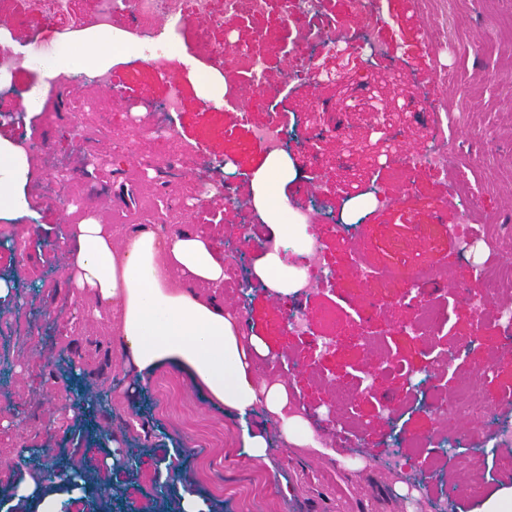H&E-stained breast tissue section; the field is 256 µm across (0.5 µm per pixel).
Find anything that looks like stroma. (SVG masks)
I'll return each instance as SVG.
<instances>
[{"instance_id":"stroma-1","label":"stroma","mask_w":512,"mask_h":512,"mask_svg":"<svg viewBox=\"0 0 512 512\" xmlns=\"http://www.w3.org/2000/svg\"><path fill=\"white\" fill-rule=\"evenodd\" d=\"M306 26L330 27L342 45L362 37L351 0H323ZM1 28L8 33L7 46L37 56L49 54L56 41L44 17L29 12L25 0H12L10 10L0 14ZM378 46L371 70H347L340 87H291L284 100L285 121L314 146L310 157L297 155L296 145L288 147L300 170L286 188L288 205L294 211L312 209L310 184L319 182L324 206L313 209V221L336 278L303 297L278 300L270 290L253 287L244 297L225 290L223 298L247 335L262 337L270 348L259 361L261 377L287 382L296 408L314 430L335 434L334 459L284 445L267 414L245 423L212 406L173 364L163 365L146 383L126 377L119 367L122 350L107 322L74 320V309L92 302L75 296L58 273L63 265L58 244L68 230L66 204L91 214L105 195L113 214H121L123 183L140 191L141 223L170 232L196 230V223L171 206L192 193V184L168 166L166 146L138 127L140 117L158 110L172 80L181 84L184 101L167 121L178 131L186 159L209 183H231L239 201L224 209L222 223L211 225L210 238L219 249L240 244L242 269L251 271L270 235L258 213L242 212L266 156L263 145L252 141L250 127L265 122L266 112L253 111L250 125H243L237 109L197 96L187 68L174 67L165 77L135 59L112 67L109 89L95 95L73 83L53 89L34 115L21 106L40 83V72L26 67L0 81V138L40 141L28 184L34 217L20 219L18 240H0V275L28 301L23 308L0 304V408L20 417L19 424H0V512H23L10 501L25 473L38 467L53 474L64 461L80 463L83 471L70 512H112L111 500L95 490L99 484L136 512H157L187 491L209 501L215 512H292L299 501L309 512H406L395 486L408 481L419 494L415 512H437L443 502L450 512H479L483 501L469 495L470 482L482 483L489 495L512 480V443L497 439L502 426H512V336L494 321L493 310L479 318L467 306L474 271L445 232L448 225L468 221L481 236L478 261L512 255V0H391ZM373 84L393 100L409 91L419 105L394 119L396 140L384 141L371 128L369 113L336 108L340 88ZM318 105L330 133L309 119ZM437 117L448 124L447 172H399L396 158L427 146ZM118 142L127 144L130 158L122 176L108 166L88 165L92 150ZM347 156L358 167L355 178L340 173L318 181L316 158ZM144 159L165 165L161 184L145 177ZM53 166L72 172L63 191L50 190L44 176ZM364 185L381 189L392 205L377 206L349 234L337 235L325 214L341 213L345 200ZM245 231L252 241L244 245ZM362 264L376 272L374 281L358 277ZM404 266L427 269L431 283L410 288L396 275ZM430 305L445 316L434 335L399 334L401 324L414 322ZM36 308L49 311V318L33 316ZM291 309L307 316L304 334L288 331ZM327 337L333 341L330 353L314 354L315 344ZM363 338L371 347H359ZM62 351L77 360L87 385L106 393V418L56 415V408L75 403L76 394L47 371L33 369L30 358L39 352L50 363ZM448 353L455 357L449 367L440 361ZM360 369L372 374L373 394L347 407L337 404L330 376L346 378ZM464 381L477 390L482 413L458 422L432 410L435 400L454 398ZM249 424L272 435L269 462L248 456L243 431ZM99 431L120 436L125 465L103 467L107 450L94 441ZM35 448L43 449V456L32 457ZM477 452L482 461L475 466L471 459ZM395 455L411 460L412 469L388 470ZM343 457L368 465L352 471L340 465Z\"/></svg>"}]
</instances>
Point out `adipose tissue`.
I'll return each instance as SVG.
<instances>
[{"label":"adipose tissue","instance_id":"1","mask_svg":"<svg viewBox=\"0 0 512 512\" xmlns=\"http://www.w3.org/2000/svg\"><path fill=\"white\" fill-rule=\"evenodd\" d=\"M137 41L112 27H90L59 38L48 55L37 58L43 76L39 92L27 100L41 111L55 77L84 64L105 72L129 58L141 57ZM298 172L290 157L269 155L252 178V203L275 244L254 268L255 276L278 295H293L303 278L278 252H295L313 241L305 225L287 222L285 188ZM29 159L16 143L0 139V218L30 215ZM70 288L95 300L93 314L110 321L119 342L121 367L133 380L150 379L164 363L185 370L208 400L225 412L248 418L258 412L276 417L287 444L321 456L336 451L304 416L290 412L283 381L258 379L256 364L269 347L259 336L244 337L239 319L225 311L224 258L191 231L162 233L152 227L115 228L91 215L69 225L61 243Z\"/></svg>","mask_w":512,"mask_h":512}]
</instances>
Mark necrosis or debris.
Returning a JSON list of instances; mask_svg holds the SVG:
<instances>
[{
	"label": "necrosis or debris",
	"instance_id": "1",
	"mask_svg": "<svg viewBox=\"0 0 512 512\" xmlns=\"http://www.w3.org/2000/svg\"><path fill=\"white\" fill-rule=\"evenodd\" d=\"M29 10L48 18L57 34L64 35L86 27L88 21L110 25L117 13L133 16L130 33L146 44L155 45L154 53L148 54L146 64L161 73H168L176 63L179 48L174 39L163 38L162 27L174 20L192 19L196 25L193 41L199 57L210 61H223L225 70H244L246 77L240 81L226 83L223 101L236 107L250 104L266 110L265 123L252 127L251 136L262 143L268 152L286 150L288 128L275 101L295 82L321 83L322 71L309 57L307 49L312 40L325 39L326 31L312 32L301 27L302 19L316 14L317 0H95L94 16L85 19L71 12V0H27ZM278 9L281 17L297 20L296 29L283 34L280 51L290 63L281 77H273L268 70L259 41L248 43H216L210 37L211 30L222 24L225 18H233L238 25L246 27L255 20ZM192 178L193 194L178 204L180 210L192 214L196 223H211L223 206L233 205L235 198L231 190L211 187L196 178L193 170H186ZM477 291L470 301L475 314H482L487 300L502 285L512 284V261L505 259L488 262L476 273Z\"/></svg>",
	"mask_w": 512,
	"mask_h": 512
}]
</instances>
